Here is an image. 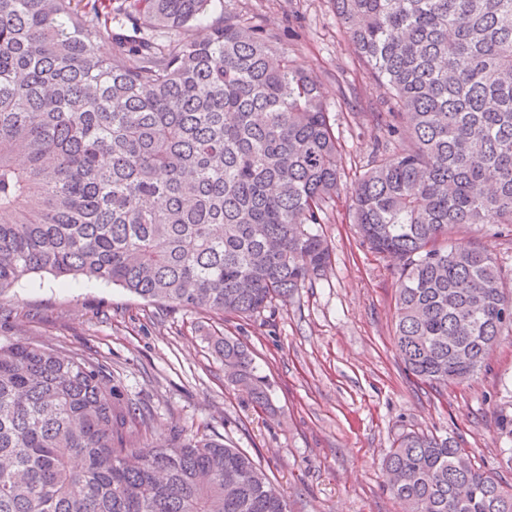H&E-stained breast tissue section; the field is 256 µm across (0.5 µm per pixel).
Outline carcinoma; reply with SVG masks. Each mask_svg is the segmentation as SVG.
<instances>
[{
	"instance_id": "obj_1",
	"label": "carcinoma",
	"mask_w": 512,
	"mask_h": 512,
	"mask_svg": "<svg viewBox=\"0 0 512 512\" xmlns=\"http://www.w3.org/2000/svg\"><path fill=\"white\" fill-rule=\"evenodd\" d=\"M390 89V136L354 183L355 224L397 262L394 344L437 389L471 381L512 292L464 224L512 230V0H331ZM214 0H0V294L35 273L252 317L331 263L317 225L341 181L318 84L259 23ZM108 50H102V45ZM269 403L248 350L212 339ZM101 367L0 346V512H288L223 439L140 443ZM402 512H512V486L450 438L383 460Z\"/></svg>"
}]
</instances>
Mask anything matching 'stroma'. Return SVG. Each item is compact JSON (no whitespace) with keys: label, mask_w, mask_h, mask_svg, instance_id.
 Wrapping results in <instances>:
<instances>
[{"label":"stroma","mask_w":512,"mask_h":512,"mask_svg":"<svg viewBox=\"0 0 512 512\" xmlns=\"http://www.w3.org/2000/svg\"><path fill=\"white\" fill-rule=\"evenodd\" d=\"M224 12L259 16L294 64L322 86L342 146L341 190L321 231L332 248L323 275L251 318L195 313L111 284L48 273L0 294V345L17 341L98 363L121 405L150 414L145 441L172 434L220 437L249 452L285 496L288 512H400L382 461L398 439L424 432L455 440L482 471L512 484V331L467 384L438 390L407 373L393 340L399 270L362 244L351 187L376 148L395 149L381 120L385 86L347 40L330 0H223ZM512 278V239L495 226L459 229ZM249 350L270 406L230 385L212 334Z\"/></svg>","instance_id":"stroma-1"}]
</instances>
